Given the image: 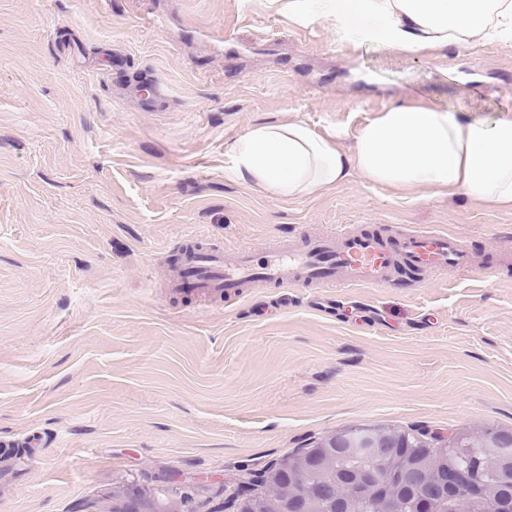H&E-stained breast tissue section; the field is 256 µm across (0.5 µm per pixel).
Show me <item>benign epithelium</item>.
Instances as JSON below:
<instances>
[{
    "mask_svg": "<svg viewBox=\"0 0 512 512\" xmlns=\"http://www.w3.org/2000/svg\"><path fill=\"white\" fill-rule=\"evenodd\" d=\"M415 439L419 448H434L445 453L460 451V444L452 434L436 448L429 444L428 438L424 435L417 434ZM483 446L502 450L506 461L499 465L501 479L506 485L511 483L512 435L487 428L483 433ZM410 447L412 444L407 439L392 430L366 433L338 432L288 459L286 463H274L268 468L266 479L277 489L278 472L283 468L306 477L318 457L336 448L347 455L386 466L383 471L371 466L349 474L347 485L351 498L355 501H364L377 495L382 499L381 512H397L396 503L400 500V494L410 493L417 505L414 512H436V504L443 499L453 502V512H475V500L469 494V490L479 487L483 482L481 459L473 455L466 464L445 467L432 473L422 468L421 454L399 457L400 449Z\"/></svg>",
    "mask_w": 512,
    "mask_h": 512,
    "instance_id": "1",
    "label": "benign epithelium"
}]
</instances>
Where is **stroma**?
<instances>
[{"instance_id":"obj_1","label":"stroma","mask_w":512,"mask_h":512,"mask_svg":"<svg viewBox=\"0 0 512 512\" xmlns=\"http://www.w3.org/2000/svg\"><path fill=\"white\" fill-rule=\"evenodd\" d=\"M400 97L512 106V44L428 55L284 0H0V512H200L355 427L512 431V211L406 204L360 175L288 201L226 175L259 122L341 130ZM345 225L444 230L473 271L395 288L175 295L179 238L255 253Z\"/></svg>"}]
</instances>
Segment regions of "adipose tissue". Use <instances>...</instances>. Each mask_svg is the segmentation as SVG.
<instances>
[{
    "instance_id": "adipose-tissue-1",
    "label": "adipose tissue",
    "mask_w": 512,
    "mask_h": 512,
    "mask_svg": "<svg viewBox=\"0 0 512 512\" xmlns=\"http://www.w3.org/2000/svg\"><path fill=\"white\" fill-rule=\"evenodd\" d=\"M296 22L325 20L337 37L425 54L482 40L512 43V0H288ZM227 174L288 200L352 175L406 200L458 197L512 209V113L457 114L429 100L392 102L344 150L301 121L263 122L230 149Z\"/></svg>"
}]
</instances>
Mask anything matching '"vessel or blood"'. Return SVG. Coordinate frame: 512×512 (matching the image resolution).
<instances>
[{
  "label": "vessel or blood",
  "instance_id": "b4317fda",
  "mask_svg": "<svg viewBox=\"0 0 512 512\" xmlns=\"http://www.w3.org/2000/svg\"><path fill=\"white\" fill-rule=\"evenodd\" d=\"M185 242L171 286L211 297H239L256 285L384 288L403 266L423 271L471 266L460 241L440 231H410L394 246L380 236L344 229L302 247L284 242L261 256L248 248L209 247L198 235Z\"/></svg>",
  "mask_w": 512,
  "mask_h": 512
}]
</instances>
